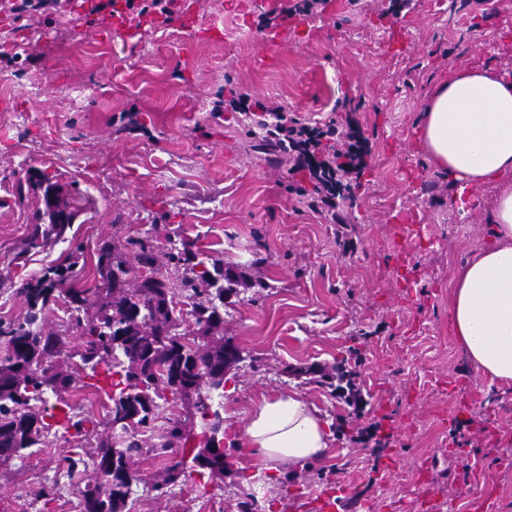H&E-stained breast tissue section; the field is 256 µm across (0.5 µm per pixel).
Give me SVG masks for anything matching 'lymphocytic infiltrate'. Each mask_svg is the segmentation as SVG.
<instances>
[{"label": "lymphocytic infiltrate", "mask_w": 512, "mask_h": 512, "mask_svg": "<svg viewBox=\"0 0 512 512\" xmlns=\"http://www.w3.org/2000/svg\"><path fill=\"white\" fill-rule=\"evenodd\" d=\"M126 13L136 19L156 14L172 19L177 0H93L90 14ZM214 114L240 112L252 117L265 148L282 157L289 174L303 175L307 187L298 195H310L309 209L320 215H335L337 198L350 197L355 176L365 167L368 147L352 123L329 120L310 124L289 116L276 102L261 101L237 89H229L227 98L215 101Z\"/></svg>", "instance_id": "lymphocytic-infiltrate-1"}]
</instances>
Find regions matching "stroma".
<instances>
[{
    "mask_svg": "<svg viewBox=\"0 0 512 512\" xmlns=\"http://www.w3.org/2000/svg\"><path fill=\"white\" fill-rule=\"evenodd\" d=\"M267 66L258 14L234 0H187L222 35L184 46L170 23L90 25L76 13L0 14V326L22 321L26 287L78 253L101 283L103 241L152 240L178 279L167 237L209 249L241 272L224 335L244 360L224 411L247 417L262 394H295L332 420L334 455L244 486L243 451L208 485L153 490L160 460L140 463L142 512H202L252 497L269 512H512V383L481 377L453 334L454 273L488 243L486 201L457 211L417 122L430 91L459 66L512 69V0H468L428 13L425 0H339L289 22ZM310 121L352 117L371 151L337 221L288 190L285 164L236 113L211 108L225 83ZM138 115V126L124 114ZM79 213L63 240L27 248L44 191ZM376 437L365 440L367 429ZM72 436L0 468V512H80L62 459Z\"/></svg>",
    "mask_w": 512,
    "mask_h": 512,
    "instance_id": "1",
    "label": "stroma"
}]
</instances>
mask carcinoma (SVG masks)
<instances>
[{"mask_svg": "<svg viewBox=\"0 0 512 512\" xmlns=\"http://www.w3.org/2000/svg\"><path fill=\"white\" fill-rule=\"evenodd\" d=\"M50 225H34L28 246L36 248L63 234L65 218L74 212L51 192L45 194ZM169 260L184 264L190 276L175 287L157 264L156 247L148 239L106 242L99 248V288L64 287L75 264L56 270L57 279L40 280L25 289L29 307L23 321L0 330V465L32 454L58 427L75 430L77 451L64 458L67 472L84 462L81 450L96 444L93 478L77 487L82 512H125L133 487L142 482L135 461L150 453L168 455L174 445L198 442L188 458L165 466L163 483L197 474L212 481L224 478V453L216 450L224 433V416L213 405V394L224 396L227 374L239 360L228 352L234 343L212 335L224 323V300L237 293L239 274L205 250L176 247ZM64 305L79 330V343L45 334L40 315ZM191 388L200 422H172L164 442L146 445L166 404L179 397L171 382ZM91 387L111 402L105 421L78 417L65 394ZM56 397L49 404L48 395ZM125 413L129 422L114 425Z\"/></svg>", "mask_w": 512, "mask_h": 512, "instance_id": "obj_1", "label": "carcinoma"}]
</instances>
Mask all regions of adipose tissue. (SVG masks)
Here are the masks:
<instances>
[{"instance_id":"adipose-tissue-1","label":"adipose tissue","mask_w":512,"mask_h":512,"mask_svg":"<svg viewBox=\"0 0 512 512\" xmlns=\"http://www.w3.org/2000/svg\"><path fill=\"white\" fill-rule=\"evenodd\" d=\"M421 141L468 210L474 189H493L489 240L453 276L454 334L477 372L512 382V73L457 69L422 109ZM246 479L328 456L332 432L319 409L296 396H261L236 427Z\"/></svg>"}]
</instances>
